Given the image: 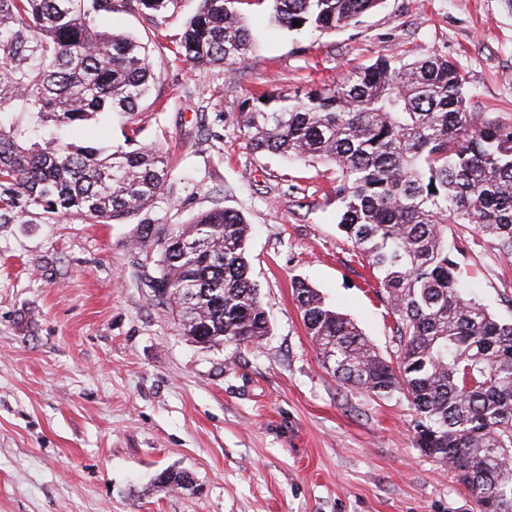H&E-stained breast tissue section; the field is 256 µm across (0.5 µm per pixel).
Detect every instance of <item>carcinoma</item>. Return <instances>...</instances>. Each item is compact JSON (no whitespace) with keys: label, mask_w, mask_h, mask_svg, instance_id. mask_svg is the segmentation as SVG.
Wrapping results in <instances>:
<instances>
[{"label":"carcinoma","mask_w":512,"mask_h":512,"mask_svg":"<svg viewBox=\"0 0 512 512\" xmlns=\"http://www.w3.org/2000/svg\"><path fill=\"white\" fill-rule=\"evenodd\" d=\"M171 0H0V223L35 216L86 224L136 218L147 287L204 348L251 346L269 322L251 278L244 217L218 204L186 225L153 217L173 171L161 149H108L70 132L102 114L132 116L155 73L135 36L99 20L134 12L151 24ZM288 31L354 26L381 0H267ZM255 0H199L178 49L199 68L248 59ZM299 26H293V22ZM460 69L437 53L379 57L304 95L244 101L236 125L254 154L315 158L332 170L338 228L372 269L403 342L381 357L350 318L301 279L293 296L336 381L414 411L415 447L475 498L512 512V321L466 297L448 225L467 224L512 257V123L469 106ZM161 486L189 474L165 471Z\"/></svg>","instance_id":"cac0c4a2"}]
</instances>
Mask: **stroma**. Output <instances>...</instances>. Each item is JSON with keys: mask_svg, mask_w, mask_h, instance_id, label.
I'll use <instances>...</instances> for the list:
<instances>
[{"mask_svg": "<svg viewBox=\"0 0 512 512\" xmlns=\"http://www.w3.org/2000/svg\"><path fill=\"white\" fill-rule=\"evenodd\" d=\"M197 8L172 0L154 26L102 20L147 44L155 83L131 119L98 122L113 145L133 134L169 155L155 210L167 226L217 202L244 216L272 334L209 349L184 336L136 264L135 219L0 224V512H478L415 448L405 395L377 397L324 368L293 279L388 359L401 352L396 317L337 228L325 167L250 154L234 120L254 94L438 53L466 74L473 111L512 122V6L382 0L354 26L298 34L262 4L246 15L248 60L204 70L176 55ZM461 267L470 297L512 319V258L487 237ZM169 469L190 472L193 489L159 487Z\"/></svg>", "mask_w": 512, "mask_h": 512, "instance_id": "1", "label": "stroma"}]
</instances>
